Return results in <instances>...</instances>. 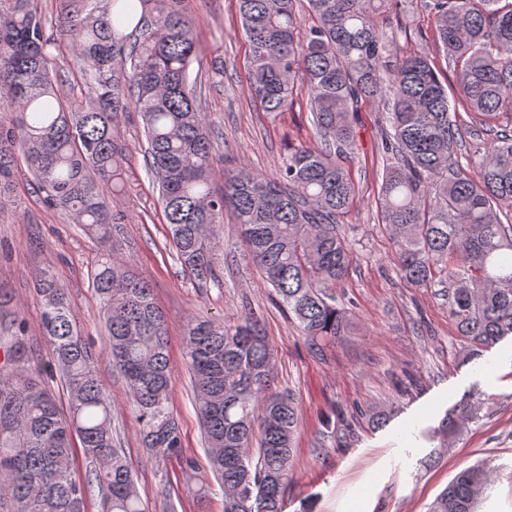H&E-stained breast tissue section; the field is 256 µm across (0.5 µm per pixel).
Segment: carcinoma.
<instances>
[{
	"label": "carcinoma",
	"mask_w": 512,
	"mask_h": 512,
	"mask_svg": "<svg viewBox=\"0 0 512 512\" xmlns=\"http://www.w3.org/2000/svg\"><path fill=\"white\" fill-rule=\"evenodd\" d=\"M237 0L250 43L248 81L262 111L288 109L297 81L310 97L317 145L291 147L276 177L241 166L213 186L215 149L197 91L188 81L197 55L180 0H59L56 25L82 75L83 104L57 90L55 42L38 0H0V199L13 191L16 151L25 156L44 203L72 216L99 244L92 286L107 325L108 354L132 396L141 446L177 460L182 445L170 411L167 318L149 283L115 257L124 216L108 196L121 191L129 151L120 117L141 114L149 168L159 184L176 259L193 279L213 276L224 210L232 209L252 262L320 358L350 322L333 303L352 264L340 231L354 185L344 166L356 142V113L382 106L390 163L379 205L400 279L412 288L448 281L450 314L468 357L512 336V125L489 126L487 142L458 160L463 137L448 89L426 55L401 57L378 22L394 0ZM438 44L471 111L488 121L512 115V0H435ZM48 356L34 350L25 320L0 293V512H147L112 431V404L97 375L99 354L73 318L66 289L48 269L34 275ZM184 360L224 512H282L302 412L275 391L274 356L257 317L226 323L194 315ZM63 379L68 413L49 381ZM469 403L446 419V435L478 418ZM260 434H255V428ZM89 463L71 475L74 438ZM490 481L480 466L461 470L430 512H473Z\"/></svg>",
	"instance_id": "1"
}]
</instances>
